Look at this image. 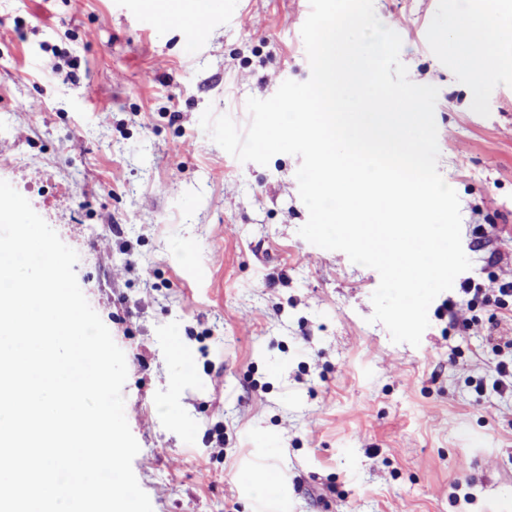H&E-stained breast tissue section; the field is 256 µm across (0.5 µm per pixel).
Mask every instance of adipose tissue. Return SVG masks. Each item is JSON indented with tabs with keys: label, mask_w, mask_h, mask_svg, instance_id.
Here are the masks:
<instances>
[{
	"label": "adipose tissue",
	"mask_w": 512,
	"mask_h": 512,
	"mask_svg": "<svg viewBox=\"0 0 512 512\" xmlns=\"http://www.w3.org/2000/svg\"><path fill=\"white\" fill-rule=\"evenodd\" d=\"M506 0H469L465 18L452 33L455 55L465 66L482 62L506 79L512 78V22L492 21Z\"/></svg>",
	"instance_id": "adipose-tissue-1"
}]
</instances>
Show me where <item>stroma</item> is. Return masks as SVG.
I'll return each mask as SVG.
<instances>
[{
  "instance_id": "35a3bbf8",
  "label": "stroma",
  "mask_w": 512,
  "mask_h": 512,
  "mask_svg": "<svg viewBox=\"0 0 512 512\" xmlns=\"http://www.w3.org/2000/svg\"><path fill=\"white\" fill-rule=\"evenodd\" d=\"M150 4L0 0V180L79 254L126 357L153 512H512V395L489 379L512 311L461 291L512 281V79L454 61L465 0H374L410 80L439 90L438 170L472 263L416 347L372 321L376 270L299 235L300 158L240 162L199 124L209 108L247 130L248 97L309 78V0H215L192 50L179 23L140 22ZM253 464L280 483L248 486Z\"/></svg>"
}]
</instances>
